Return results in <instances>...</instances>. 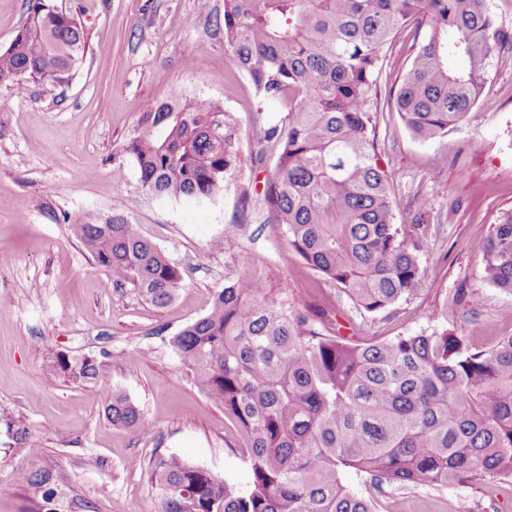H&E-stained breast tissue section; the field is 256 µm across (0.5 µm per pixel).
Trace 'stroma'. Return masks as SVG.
<instances>
[{"label":"stroma","mask_w":512,"mask_h":512,"mask_svg":"<svg viewBox=\"0 0 512 512\" xmlns=\"http://www.w3.org/2000/svg\"><path fill=\"white\" fill-rule=\"evenodd\" d=\"M73 11L86 56L64 83L0 85L11 102L0 112V512H22L31 489L15 480L48 468L56 484L94 512H155L148 463L173 454L236 486L251 471L247 439L181 363L170 339L205 316L225 279L257 270L288 299L327 311L329 331L366 341L457 330L477 345L512 334V294L488 284L483 255L500 215L512 208V46L503 45L487 86L467 119L447 136L415 140L396 113L378 115L381 164L395 200L408 208L428 196L432 234L420 257L424 290L393 310L361 315L289 247L268 221L264 180L272 159L254 161L255 141L280 116L281 102L255 103L247 76L214 37L224 0H55ZM204 95L223 104L242 132L240 167L228 190L211 198L147 194L134 161L121 150L144 104ZM480 148H470L471 140ZM122 214L185 273L162 308L132 286L117 287L82 249L62 213ZM480 294L479 308L456 303ZM447 317H440V306ZM92 356V384L69 381L49 360ZM119 391L153 426L150 434L116 427L106 399ZM30 432L15 452L12 432ZM380 512H512L511 482H481L441 492L373 490Z\"/></svg>","instance_id":"obj_1"}]
</instances>
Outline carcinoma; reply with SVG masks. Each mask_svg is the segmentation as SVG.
Masks as SVG:
<instances>
[{
	"instance_id": "1",
	"label": "carcinoma",
	"mask_w": 512,
	"mask_h": 512,
	"mask_svg": "<svg viewBox=\"0 0 512 512\" xmlns=\"http://www.w3.org/2000/svg\"><path fill=\"white\" fill-rule=\"evenodd\" d=\"M224 51L251 82L258 104L281 100L256 157L272 156L264 183L270 221L288 244L361 313L390 310L424 286L430 201L396 209L376 149L379 95L411 136L426 142L457 128L482 94L504 35L486 0H224L216 19ZM426 29L409 68L386 92L379 79L397 36ZM75 16L28 0L14 38L0 48V83L22 74L63 82L83 60ZM467 59L453 70L448 58ZM239 131L215 100L147 102L122 153L141 188L162 198H209L239 164ZM82 248L156 307L184 276L126 216L64 214ZM491 285L512 293V209L484 251ZM201 389L224 405L248 440L246 489L199 465L159 454L148 465L156 512H378L350 489L353 472L372 486L442 491L478 480H512V335L488 348L455 329L354 344L327 334L323 312L272 296L255 270L224 282L208 314L171 338ZM53 368L86 383L91 358L58 353ZM106 415L144 434L150 426L114 391ZM35 493L23 512H76L49 469L21 470Z\"/></svg>"
}]
</instances>
